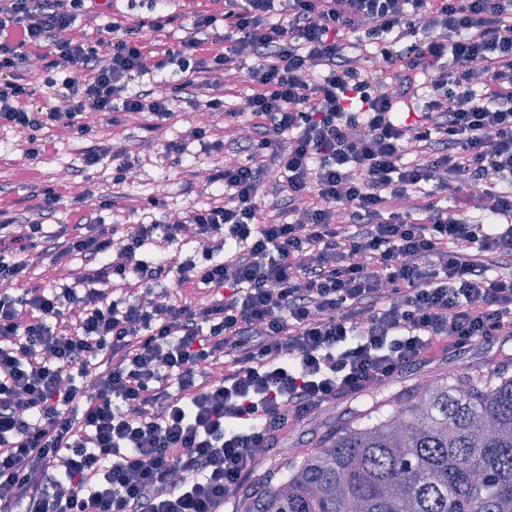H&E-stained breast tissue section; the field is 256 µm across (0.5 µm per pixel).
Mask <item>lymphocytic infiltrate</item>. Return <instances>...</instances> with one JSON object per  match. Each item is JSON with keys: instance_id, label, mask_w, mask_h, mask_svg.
<instances>
[{"instance_id": "1", "label": "lymphocytic infiltrate", "mask_w": 512, "mask_h": 512, "mask_svg": "<svg viewBox=\"0 0 512 512\" xmlns=\"http://www.w3.org/2000/svg\"><path fill=\"white\" fill-rule=\"evenodd\" d=\"M168 2L0 0V129L80 160L0 198V512H215L326 405L512 335V0H224L174 42ZM183 106L224 122L153 148L193 198L160 220L101 129Z\"/></svg>"}]
</instances>
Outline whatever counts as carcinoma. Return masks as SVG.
I'll list each match as a JSON object with an SVG mask.
<instances>
[{"mask_svg": "<svg viewBox=\"0 0 512 512\" xmlns=\"http://www.w3.org/2000/svg\"><path fill=\"white\" fill-rule=\"evenodd\" d=\"M240 512H512V364L388 399L291 456Z\"/></svg>", "mask_w": 512, "mask_h": 512, "instance_id": "obj_1", "label": "carcinoma"}]
</instances>
